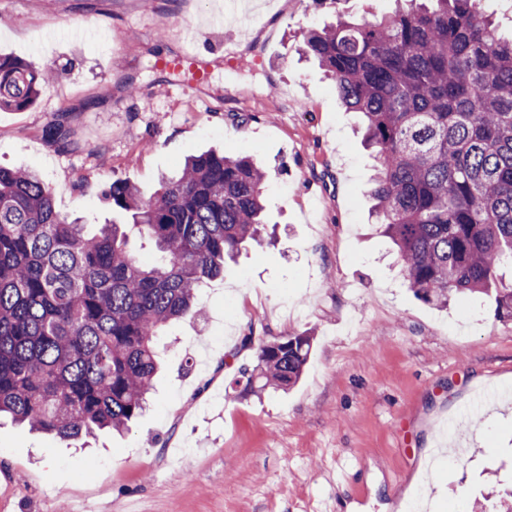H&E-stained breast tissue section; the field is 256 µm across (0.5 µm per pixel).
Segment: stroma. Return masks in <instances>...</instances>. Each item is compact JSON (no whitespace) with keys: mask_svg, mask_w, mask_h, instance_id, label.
Returning a JSON list of instances; mask_svg holds the SVG:
<instances>
[{"mask_svg":"<svg viewBox=\"0 0 512 512\" xmlns=\"http://www.w3.org/2000/svg\"><path fill=\"white\" fill-rule=\"evenodd\" d=\"M232 5L0 0V55L55 73L31 108L0 110V165L36 171L59 212L95 227L113 218L112 179L147 199L217 149L270 172L276 228L200 287V316L163 330L165 369L127 430L70 445L0 419V512H472L512 488V322L480 294L438 310L409 290L369 218L359 115L298 51L309 28L396 2L250 0L253 20L228 27ZM191 29L209 74L169 76L159 62ZM302 332L298 384L232 392L256 342Z\"/></svg>","mask_w":512,"mask_h":512,"instance_id":"35a3bbf8","label":"stroma"}]
</instances>
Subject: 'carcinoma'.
Segmentation results:
<instances>
[{"mask_svg":"<svg viewBox=\"0 0 512 512\" xmlns=\"http://www.w3.org/2000/svg\"><path fill=\"white\" fill-rule=\"evenodd\" d=\"M375 21L311 29L303 50L346 109L362 114L375 175L372 214L397 249L408 288L444 308L493 293L512 321V39L477 0H408ZM49 74L0 56V108L25 110ZM270 173L248 157L190 155L145 201L128 178L106 195L152 240L141 264L121 224L86 225L56 209L32 171L0 167V415L77 441L122 430L143 411L159 369L156 339L194 307L242 245L261 243ZM313 337L259 345L232 389L285 390Z\"/></svg>","mask_w":512,"mask_h":512,"instance_id":"1","label":"carcinoma"}]
</instances>
